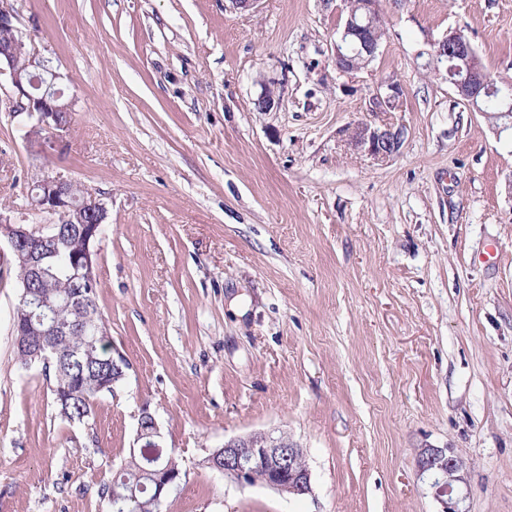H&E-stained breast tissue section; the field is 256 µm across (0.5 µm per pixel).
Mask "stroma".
Segmentation results:
<instances>
[{
	"label": "stroma",
	"mask_w": 512,
	"mask_h": 512,
	"mask_svg": "<svg viewBox=\"0 0 512 512\" xmlns=\"http://www.w3.org/2000/svg\"><path fill=\"white\" fill-rule=\"evenodd\" d=\"M343 7L16 0L74 108L68 148L39 153L0 88V210L46 172L109 194L97 304L129 368L62 419L41 366L17 363L0 254V512H112L98 488L145 408L180 458L164 512H441L422 448L463 461L465 512H512V130L426 66L457 28L512 82V0H380L386 34L352 75ZM365 123L403 128L398 150L355 148ZM257 432L305 449L310 494L203 467Z\"/></svg>",
	"instance_id": "obj_1"
}]
</instances>
